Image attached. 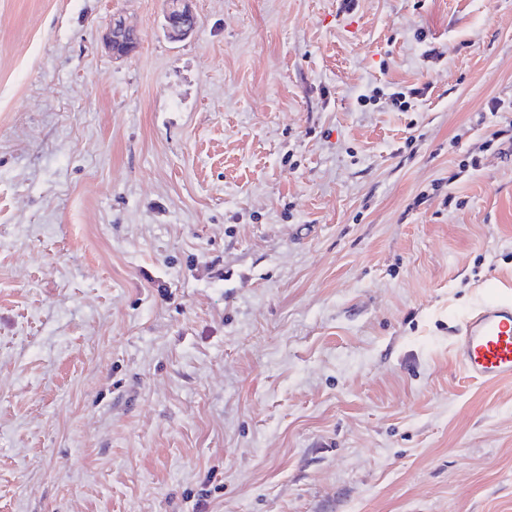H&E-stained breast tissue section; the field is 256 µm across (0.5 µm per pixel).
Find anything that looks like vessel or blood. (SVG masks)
Listing matches in <instances>:
<instances>
[{
  "instance_id": "1",
  "label": "vessel or blood",
  "mask_w": 512,
  "mask_h": 512,
  "mask_svg": "<svg viewBox=\"0 0 512 512\" xmlns=\"http://www.w3.org/2000/svg\"><path fill=\"white\" fill-rule=\"evenodd\" d=\"M458 344L469 379L512 380V299L489 291L476 313L462 323Z\"/></svg>"
}]
</instances>
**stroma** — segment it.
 Listing matches in <instances>:
<instances>
[{
	"mask_svg": "<svg viewBox=\"0 0 512 512\" xmlns=\"http://www.w3.org/2000/svg\"><path fill=\"white\" fill-rule=\"evenodd\" d=\"M340 6L0 0V512H512V0ZM165 33L172 41L188 38L197 25L193 0H166ZM136 34L122 15H113L105 35V47L114 59L129 57L137 48L130 38ZM458 344L469 379L512 380V299L489 291L476 313L462 323Z\"/></svg>",
	"mask_w": 512,
	"mask_h": 512,
	"instance_id": "1",
	"label": "stroma"
}]
</instances>
